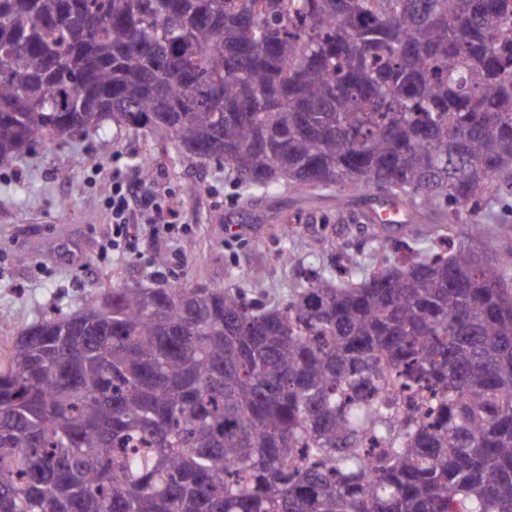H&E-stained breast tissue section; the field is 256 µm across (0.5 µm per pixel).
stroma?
Here are the masks:
<instances>
[{"mask_svg": "<svg viewBox=\"0 0 512 512\" xmlns=\"http://www.w3.org/2000/svg\"><path fill=\"white\" fill-rule=\"evenodd\" d=\"M144 154L153 159L148 173L137 165ZM116 173L142 194L176 202L183 231L141 241L134 255L100 254L97 241L112 224L104 193ZM191 185L200 194L188 196ZM334 196L329 189L304 199L283 183L249 189L219 162L187 160L173 142L112 122L77 141L38 144L0 165V311L12 324L0 332V346L43 316L78 309L108 277L152 287L231 285L279 302L311 269L335 273L345 253L369 250L377 238H410L426 248L441 230L437 223L370 222L380 204L372 189L356 192L343 209ZM284 224L295 225L292 236L281 234ZM160 253L166 265L157 264ZM256 271L261 281H253Z\"/></svg>", "mask_w": 512, "mask_h": 512, "instance_id": "35a3bbf8", "label": "stroma"}]
</instances>
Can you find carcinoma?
I'll list each match as a JSON object with an SVG mask.
<instances>
[{
	"label": "carcinoma",
	"mask_w": 512,
	"mask_h": 512,
	"mask_svg": "<svg viewBox=\"0 0 512 512\" xmlns=\"http://www.w3.org/2000/svg\"><path fill=\"white\" fill-rule=\"evenodd\" d=\"M109 119L248 186L375 189L445 251L35 321L0 353V512H512V274L478 242L512 0H0V160Z\"/></svg>",
	"instance_id": "cac0c4a2"
}]
</instances>
